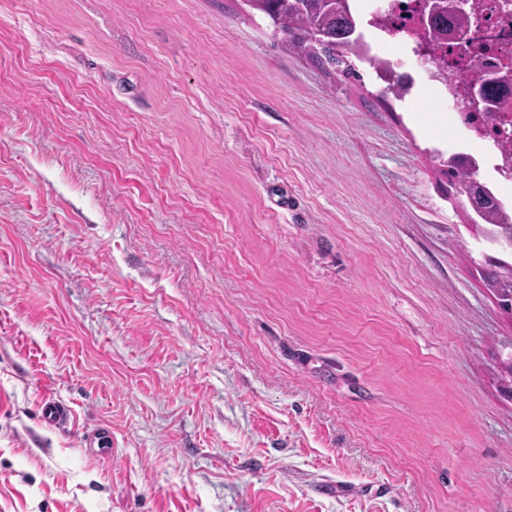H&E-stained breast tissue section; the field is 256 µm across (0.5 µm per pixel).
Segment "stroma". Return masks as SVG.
<instances>
[{
	"instance_id": "35a3bbf8",
	"label": "stroma",
	"mask_w": 512,
	"mask_h": 512,
	"mask_svg": "<svg viewBox=\"0 0 512 512\" xmlns=\"http://www.w3.org/2000/svg\"><path fill=\"white\" fill-rule=\"evenodd\" d=\"M353 66L247 0H0V512H512L459 142ZM41 422L52 428L64 427L70 418L69 408L52 395H46L39 407Z\"/></svg>"
}]
</instances>
